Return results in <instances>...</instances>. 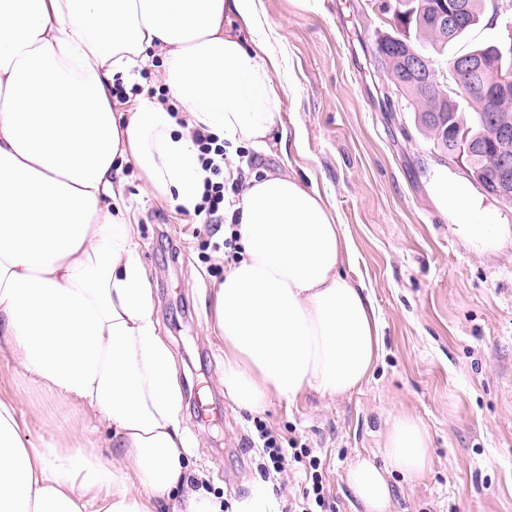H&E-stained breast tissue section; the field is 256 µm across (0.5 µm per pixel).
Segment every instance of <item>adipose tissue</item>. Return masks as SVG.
<instances>
[{"instance_id": "1", "label": "adipose tissue", "mask_w": 512, "mask_h": 512, "mask_svg": "<svg viewBox=\"0 0 512 512\" xmlns=\"http://www.w3.org/2000/svg\"><path fill=\"white\" fill-rule=\"evenodd\" d=\"M259 24L258 0H0V345L115 450L101 459L72 427L35 445L21 398L0 397V512H275L267 484L228 508L190 482L184 393L112 180L133 163L154 195L191 212L206 173L190 129L233 150L266 146L279 64L266 40L249 49L241 37ZM152 55L167 101L143 91L115 111V80ZM429 191L476 251L512 236L467 183L440 173ZM234 209L239 254L213 290L225 397L259 414L274 398L359 389L382 337L345 272L353 246L335 206L315 184L266 171ZM430 466L428 431L399 416L380 458L357 460L345 482L364 512H387L392 476Z\"/></svg>"}]
</instances>
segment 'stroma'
<instances>
[{
  "label": "stroma",
  "mask_w": 512,
  "mask_h": 512,
  "mask_svg": "<svg viewBox=\"0 0 512 512\" xmlns=\"http://www.w3.org/2000/svg\"><path fill=\"white\" fill-rule=\"evenodd\" d=\"M394 5L261 0L259 34H242L248 44L268 39L280 61L279 116L267 146L249 149L252 168L287 162L312 178L352 238L348 274L377 309L383 351L360 390L333 400L314 391L291 403L274 398L256 416L226 399L212 306L224 256L209 248L202 218L157 199L133 164L115 175L177 363L183 424L200 446L193 467L226 502L263 478L249 443L262 422L320 459L332 512H362L344 473L380 454L392 419L407 415L429 431L432 462L418 481L393 476L389 512H512V242L475 252L429 195L435 173L467 175L434 150L409 99L375 66L378 40L400 29ZM511 28L512 9L484 15L435 61L497 43ZM0 392L22 399L33 440L84 427L99 456H111L105 428L2 354Z\"/></svg>",
  "instance_id": "35a3bbf8"
}]
</instances>
